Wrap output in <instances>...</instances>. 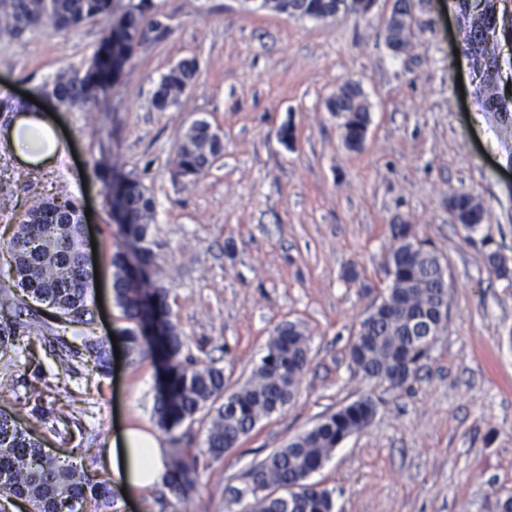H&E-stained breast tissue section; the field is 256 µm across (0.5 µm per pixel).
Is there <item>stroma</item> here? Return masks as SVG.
<instances>
[{"label": "stroma", "mask_w": 512, "mask_h": 512, "mask_svg": "<svg viewBox=\"0 0 512 512\" xmlns=\"http://www.w3.org/2000/svg\"><path fill=\"white\" fill-rule=\"evenodd\" d=\"M169 32L141 47L98 103L57 110L61 149L46 169L0 152V243L24 218L26 198L69 196L90 209L86 242L96 245L101 303L97 336L127 322L112 299L110 256L123 238L112 216V174H138L157 202L153 277L197 363L230 380L260 362L283 320L307 326L310 365L295 400L262 420L233 452L201 456L205 432L182 423L159 436L168 457L197 456L186 496L157 486L104 512H242L227 487L292 436L363 397L376 410L313 474L334 492L335 512H496L512 491V279L491 274L484 237L512 258V112L485 111L477 76L457 60L458 0H413L404 52L386 44L387 0L367 14L295 19L242 0H155ZM102 25L61 35L48 25L23 39L0 37V91L36 111L33 94L58 71L87 67ZM198 72L178 105L157 111L161 76L184 58ZM358 82L370 124L348 150L326 97ZM204 119L224 135V152L194 182L176 181L173 160L186 128ZM290 128L293 144L280 142ZM23 173L17 186L14 173ZM467 192L487 219L473 233L456 225L448 198ZM412 225L447 262L448 323L416 379L403 388L355 377L347 344L388 284L391 227ZM356 279H348V271ZM50 335L34 323L11 354L14 390L0 412L41 434L54 455L78 449L97 478L110 480L118 427L153 426L164 378L159 359L121 355L106 373L62 372ZM44 380L41 399L28 386Z\"/></svg>", "instance_id": "stroma-1"}]
</instances>
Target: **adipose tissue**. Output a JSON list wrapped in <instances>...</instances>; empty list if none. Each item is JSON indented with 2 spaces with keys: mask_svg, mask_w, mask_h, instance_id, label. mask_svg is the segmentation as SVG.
Listing matches in <instances>:
<instances>
[{
  "mask_svg": "<svg viewBox=\"0 0 512 512\" xmlns=\"http://www.w3.org/2000/svg\"><path fill=\"white\" fill-rule=\"evenodd\" d=\"M0 145L30 166L50 161L60 145L56 120L46 113L19 116L0 129ZM109 461L113 489L130 495L152 487L166 473L161 442L154 433L132 424L119 428L113 436Z\"/></svg>",
  "mask_w": 512,
  "mask_h": 512,
  "instance_id": "adipose-tissue-1",
  "label": "adipose tissue"
}]
</instances>
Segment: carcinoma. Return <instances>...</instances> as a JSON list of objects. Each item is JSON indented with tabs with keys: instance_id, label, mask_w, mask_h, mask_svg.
Wrapping results in <instances>:
<instances>
[{
	"instance_id": "obj_1",
	"label": "carcinoma",
	"mask_w": 512,
	"mask_h": 512,
	"mask_svg": "<svg viewBox=\"0 0 512 512\" xmlns=\"http://www.w3.org/2000/svg\"><path fill=\"white\" fill-rule=\"evenodd\" d=\"M274 14L300 19L325 20L334 16L336 0H265ZM465 23L464 51L479 79L476 93L497 112L512 110L503 94L502 72L495 53L498 32L487 13L474 14L459 5ZM114 0H0V31L20 39L26 33L51 24L68 33L88 23L101 22L107 34L88 67L63 70L42 93L63 108H82L99 99L115 81L123 65L149 40L159 41L160 30L154 0H128L118 20H113ZM196 64L184 59L162 76L153 93L154 108L163 112L176 104L189 88ZM328 111L340 119L344 144L358 150L365 140L370 113L358 84H344L325 101ZM223 151L220 130L197 120L183 134L177 148L174 175L196 181ZM113 212L125 239L137 248L144 271L137 288L130 287L132 271L127 254L118 247L111 256L113 300L127 321L122 335L128 354L142 357L156 353L170 365L169 379L155 397L156 425L170 431L182 422L203 421L205 448L201 453L219 458L241 445L264 419L286 406L297 394L309 364V336L299 321L276 325L266 353L242 383L227 385L224 368L197 366L183 358L186 339L173 320L169 291L146 273L153 265L151 226L156 200L141 178L129 174L112 182ZM448 210L463 230H476L486 221L482 205L469 193L450 196ZM393 244L386 255L389 284L379 303L354 328L347 355L355 376L401 388L416 377L428 349L419 327L427 322L445 326L448 289L443 287L444 257L419 240L409 224H394ZM82 224L79 205L70 198H33L13 237L0 247L10 257L8 284H0V359L19 338L22 311L37 302L61 315L67 324L90 325L88 295L94 272L82 263ZM489 269L504 276L508 260L491 241H482ZM56 357L65 372L73 360L91 359L103 371L109 356L103 340L83 331L77 349L60 335ZM375 403L366 397L324 416L312 428L295 435L269 453L245 474L243 486L230 490L229 502L246 501L247 512H334L333 492L311 480L349 436L368 427ZM191 467L181 458L172 461L164 484L185 494L192 486ZM0 497L21 500L29 512H76L77 506L100 512L112 492L105 480H96L75 457L60 460L43 452L40 439L18 422L0 413Z\"/></svg>"
}]
</instances>
